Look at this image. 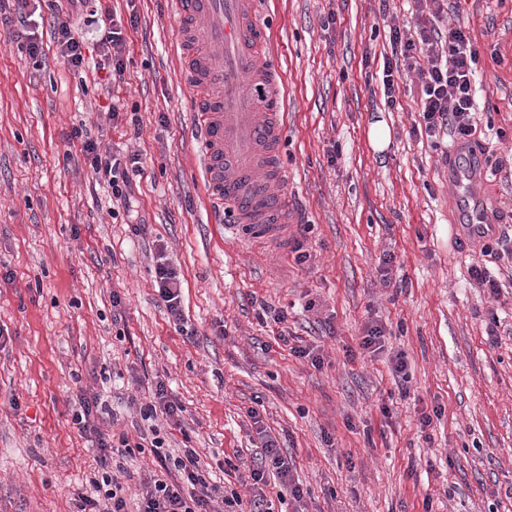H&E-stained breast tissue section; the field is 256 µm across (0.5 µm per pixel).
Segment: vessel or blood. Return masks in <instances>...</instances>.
I'll use <instances>...</instances> for the list:
<instances>
[{"mask_svg": "<svg viewBox=\"0 0 512 512\" xmlns=\"http://www.w3.org/2000/svg\"><path fill=\"white\" fill-rule=\"evenodd\" d=\"M188 43L196 47L183 75L196 104V144L206 165L208 193L230 207L234 238L284 240L290 206L277 187L284 174L278 148L285 126L277 64L254 20V0H173ZM480 153L448 167L456 190L458 228L473 240L496 231L479 192Z\"/></svg>", "mask_w": 512, "mask_h": 512, "instance_id": "vessel-or-blood-1", "label": "vessel or blood"}]
</instances>
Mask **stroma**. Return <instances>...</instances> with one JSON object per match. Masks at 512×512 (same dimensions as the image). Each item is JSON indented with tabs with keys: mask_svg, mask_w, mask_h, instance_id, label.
<instances>
[{
	"mask_svg": "<svg viewBox=\"0 0 512 512\" xmlns=\"http://www.w3.org/2000/svg\"><path fill=\"white\" fill-rule=\"evenodd\" d=\"M108 4L137 19L110 87L0 39V512H79L97 451L72 423L76 395L134 440L160 383L184 408L157 418L161 437L197 449L224 489L249 496L263 439L278 441L303 499L276 512H512V262H489L497 298L475 288L483 245L459 241L448 202L458 147L416 135L409 76L397 108L381 91L389 27H415L413 0H256L282 73L297 253L233 240L207 197L171 0ZM448 21L479 50L482 192L512 233V0H463ZM82 122L101 149L140 155L131 208L69 155ZM161 253L182 284L178 320L157 293ZM375 325L383 350H359ZM284 328L310 357L276 345Z\"/></svg>",
	"mask_w": 512,
	"mask_h": 512,
	"instance_id": "stroma-1",
	"label": "stroma"
}]
</instances>
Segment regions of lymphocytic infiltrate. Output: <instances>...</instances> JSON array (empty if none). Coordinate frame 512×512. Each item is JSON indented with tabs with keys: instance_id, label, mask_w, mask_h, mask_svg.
Listing matches in <instances>:
<instances>
[{
	"instance_id": "obj_1",
	"label": "lymphocytic infiltrate",
	"mask_w": 512,
	"mask_h": 512,
	"mask_svg": "<svg viewBox=\"0 0 512 512\" xmlns=\"http://www.w3.org/2000/svg\"><path fill=\"white\" fill-rule=\"evenodd\" d=\"M419 21L413 35H406L398 27H391L389 40L391 58L383 64V95L388 107L398 103V84L394 77L397 65H405L415 73L420 86V107L427 138L448 135L461 145L478 143V122L474 109L473 68L479 51L469 33L458 27L441 30L434 24L445 11L447 0H415ZM100 7L106 21L96 46L99 69L108 71L110 79H120L124 73V55L127 40L120 23L115 22L109 7L99 6L98 0H0V25L13 38L24 41L30 57L44 52L42 40L35 32L34 15L48 9L51 23L50 39L60 57L74 76L84 69L86 38L77 21L88 7ZM72 138L80 144L79 152L97 179L106 181L113 199L128 203L132 192L131 175L140 174L137 157L121 159L116 155L100 153L87 127L73 129ZM72 421L79 432L87 435L97 449L98 469L88 488L78 491L81 512H129L125 489L118 473L124 472V458L151 450L158 466L142 480V496L137 512H274L273 503L285 496L301 499L303 491L290 484L288 464L281 455L277 441L265 439L263 456L251 472L253 485L250 499L237 492L226 493L211 484L210 474L193 448L173 454L165 451V440L153 436L150 445L131 442L128 435L111 436L102 427L103 411L97 397L76 396L72 406ZM273 468L280 478L274 495H267L266 468Z\"/></svg>"
}]
</instances>
